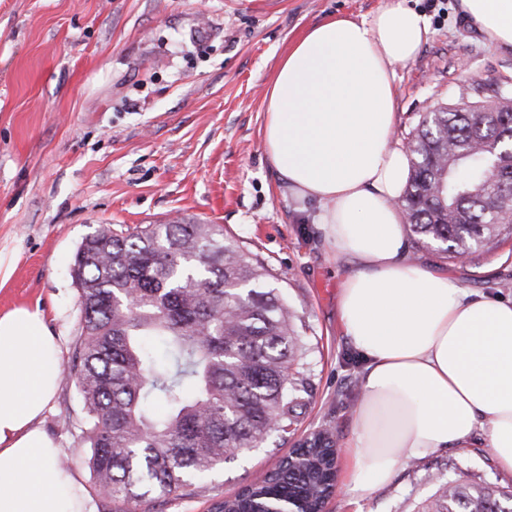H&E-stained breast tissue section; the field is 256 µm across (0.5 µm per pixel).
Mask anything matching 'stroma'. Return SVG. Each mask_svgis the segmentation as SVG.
Masks as SVG:
<instances>
[{
	"instance_id": "obj_1",
	"label": "stroma",
	"mask_w": 512,
	"mask_h": 512,
	"mask_svg": "<svg viewBox=\"0 0 512 512\" xmlns=\"http://www.w3.org/2000/svg\"><path fill=\"white\" fill-rule=\"evenodd\" d=\"M386 0H0V313H42L63 373L37 422L85 490V512H111L94 489L83 410L68 369L80 334L73 257L96 225L194 220L220 225L271 268L307 343V384L286 439L272 437L154 512H212L262 478L322 425L341 451L323 512H416L440 484L464 478L512 487L491 449L448 448L398 469L363 498L347 495L343 446L363 362L337 315L348 268L311 220L314 204L283 193L263 147L264 97L289 43L339 16L368 18ZM429 35L396 68L405 143L426 112L479 83L512 84V47L490 43L458 0H410ZM475 293L512 299V241L452 264L409 245Z\"/></svg>"
}]
</instances>
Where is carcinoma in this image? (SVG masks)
<instances>
[{"instance_id":"cac0c4a2","label":"carcinoma","mask_w":512,"mask_h":512,"mask_svg":"<svg viewBox=\"0 0 512 512\" xmlns=\"http://www.w3.org/2000/svg\"><path fill=\"white\" fill-rule=\"evenodd\" d=\"M406 144L409 177L397 206L414 243L469 260L512 238V90L460 93ZM82 439L95 488L117 512H151L194 478L224 468V449L262 448L288 432L306 378L305 346L271 269L216 224L98 226L80 243ZM231 507L302 502L319 512L335 487L332 433L292 449ZM418 512H512V490L449 480Z\"/></svg>"}]
</instances>
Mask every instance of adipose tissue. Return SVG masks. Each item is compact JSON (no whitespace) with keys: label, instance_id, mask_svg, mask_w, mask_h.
I'll list each match as a JSON object with an SVG mask.
<instances>
[{"label":"adipose tissue","instance_id":"ef3b65f1","mask_svg":"<svg viewBox=\"0 0 512 512\" xmlns=\"http://www.w3.org/2000/svg\"><path fill=\"white\" fill-rule=\"evenodd\" d=\"M490 42L512 46V0H459ZM429 22L405 0L371 18L313 25L282 56L265 94V152L282 185L351 266L338 295L364 368L346 445L347 493L366 496L396 469L486 439L512 476V300L462 288L407 256L395 201L409 172L392 135L397 65ZM59 347L39 312L0 314V512H83L84 491L35 422L59 381Z\"/></svg>","mask_w":512,"mask_h":512}]
</instances>
